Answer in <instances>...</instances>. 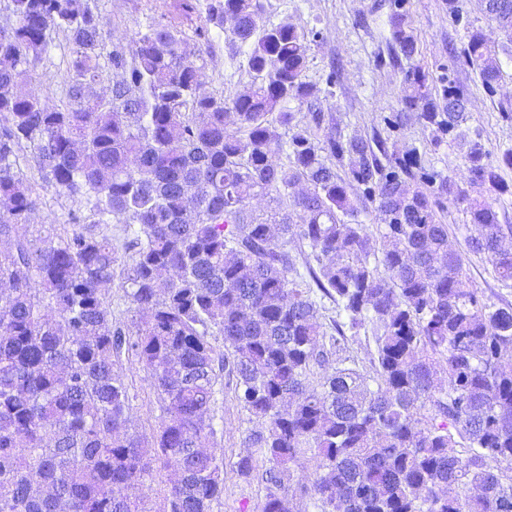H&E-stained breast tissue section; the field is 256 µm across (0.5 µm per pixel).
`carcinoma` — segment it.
<instances>
[{
	"instance_id": "carcinoma-1",
	"label": "carcinoma",
	"mask_w": 512,
	"mask_h": 512,
	"mask_svg": "<svg viewBox=\"0 0 512 512\" xmlns=\"http://www.w3.org/2000/svg\"><path fill=\"white\" fill-rule=\"evenodd\" d=\"M204 14L196 59L180 31L154 20L103 53L94 0H7L0 26V512H152L154 464L172 472L161 512H211L224 493L214 452L218 372L266 427L251 446L270 463L261 512H295L292 466L319 512H512V304L470 287L448 246L438 199L464 205L470 250L512 283V249L495 204L512 191L469 142L465 186L426 175L416 151L374 137L318 131L288 101L318 99L305 80L311 43L267 22L265 0H184ZM512 44V0H481ZM396 0L392 49L417 52ZM235 24L225 27L227 18ZM229 33L251 77L231 100L200 93L212 31ZM63 33L65 99L19 85ZM465 61L489 90L495 46L468 33ZM114 75L103 94L90 89ZM414 67L405 108L447 136L466 120L450 82L439 104ZM34 150L60 195L89 215L58 240L17 233L39 202L17 167ZM283 156L277 161L275 157ZM344 169V175L336 167ZM307 185L288 208V189ZM363 188L378 235L355 221ZM264 198L256 210L252 201ZM123 225L134 251L121 288L140 315H112L119 253L102 231ZM307 245L306 274L288 238ZM334 304V333L320 322ZM371 336L370 371L349 350ZM220 336L226 353L209 341ZM135 357L166 401L151 439L127 429L130 393L118 363ZM318 388L308 387L313 368Z\"/></svg>"
}]
</instances>
